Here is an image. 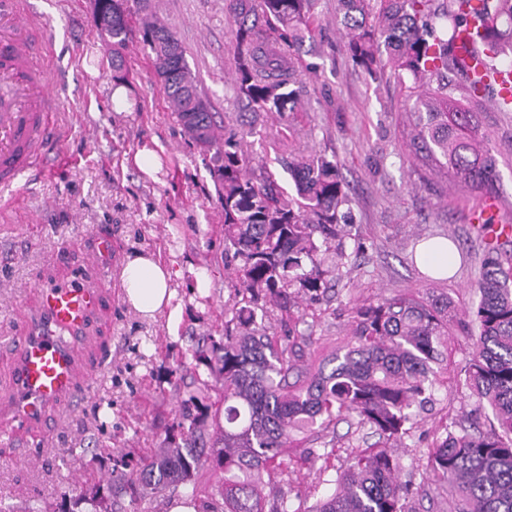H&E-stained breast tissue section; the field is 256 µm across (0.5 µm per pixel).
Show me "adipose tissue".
Returning <instances> with one entry per match:
<instances>
[{"mask_svg":"<svg viewBox=\"0 0 512 512\" xmlns=\"http://www.w3.org/2000/svg\"><path fill=\"white\" fill-rule=\"evenodd\" d=\"M173 275L170 266L142 255L129 260L121 273L128 301L146 316L154 315L168 304Z\"/></svg>","mask_w":512,"mask_h":512,"instance_id":"obj_1","label":"adipose tissue"}]
</instances>
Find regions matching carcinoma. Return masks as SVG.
I'll return each mask as SVG.
<instances>
[{
	"label": "carcinoma",
	"mask_w": 512,
	"mask_h": 512,
	"mask_svg": "<svg viewBox=\"0 0 512 512\" xmlns=\"http://www.w3.org/2000/svg\"><path fill=\"white\" fill-rule=\"evenodd\" d=\"M112 24V79L127 78L121 50L142 43L153 76L191 143L213 153L214 179L224 208V266L233 270L224 334L201 336L192 348L193 381L166 444L136 463L108 449L112 472L91 492L63 495L60 512H152L150 504L220 472L197 512H406L407 485L395 448H365L335 473L334 491L312 506L288 495V449L301 434H322L353 419L379 438L397 443L414 410L431 401L434 365L461 322L448 297L396 295L351 308V340L311 359L315 306L326 297V277L348 259V184L336 155L300 151L268 137L262 117L290 119L302 109L306 85L293 62L311 37L318 0H225L236 100L224 113V139L215 135L213 105L198 87L177 33L155 22L141 27L148 0H99ZM469 0H336V18L355 67L373 80L390 68L405 89L403 147L432 164L450 183L480 196L498 194V159L491 135L473 107L494 98L455 53L470 24ZM484 67L512 53V0H482ZM279 152L295 194L284 195L266 161L252 163L253 142ZM474 285L478 302L464 316L478 330L465 382L492 412L490 428L451 431L437 439L429 467L448 485V512H512V262L489 248ZM332 255V269L324 268ZM279 313L280 333L258 322ZM305 324L307 329L299 326ZM224 389V409L210 402Z\"/></svg>",
	"instance_id": "obj_1"
}]
</instances>
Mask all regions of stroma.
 Returning <instances> with one entry per match:
<instances>
[{"mask_svg": "<svg viewBox=\"0 0 512 512\" xmlns=\"http://www.w3.org/2000/svg\"><path fill=\"white\" fill-rule=\"evenodd\" d=\"M151 5L178 33L215 111H237L224 0ZM18 9L34 26L52 31L41 56L59 104L57 135L34 177L23 178L0 206V392L9 383L17 328L36 303L32 277L56 282L81 271L108 280L105 269L92 265L102 233L111 236L119 263L153 253L179 272L171 284L172 303L181 312L178 328L169 326L167 312L143 316L124 291H113L84 338L80 360L86 374L78 379L77 393L36 422L16 425L13 435L0 436V512L32 506L56 512L68 487L88 488L109 477L112 462L93 457L94 446L135 457L161 446L180 405L177 364L189 354L190 336L224 329L230 294L224 210L209 163L189 145L141 44L123 51L128 103L118 108L111 98L112 43L94 25L90 0H18ZM316 11L315 39L299 53L301 64L314 67L304 75V109L291 126L271 120L269 132L289 133L302 150L335 153L352 189L348 262L336 282L333 314L313 329L316 348L325 354L349 341L357 303L419 296L431 283L458 310H468L488 247L471 222L478 196L450 187L402 153L403 86L391 74L374 81L354 67L336 21V0H318ZM481 121L498 154L500 216L512 220V112L497 111L487 101ZM145 147L161 160L152 177L133 163ZM435 237L450 238L458 251L454 274L433 281L413 256L421 242ZM201 270L211 278L202 293L195 287ZM473 342V331L451 327L434 400L399 446L410 512L448 508L447 492L426 470L427 452L446 430H458L463 414L476 406L462 372ZM288 480L309 504L333 490L299 451L289 454Z\"/></svg>", "mask_w": 512, "mask_h": 512, "instance_id": "35a3bbf8", "label": "stroma"}]
</instances>
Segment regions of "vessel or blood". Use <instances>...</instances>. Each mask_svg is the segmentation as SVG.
Masks as SVG:
<instances>
[{
  "instance_id": "b4317fda",
  "label": "vessel or blood",
  "mask_w": 512,
  "mask_h": 512,
  "mask_svg": "<svg viewBox=\"0 0 512 512\" xmlns=\"http://www.w3.org/2000/svg\"><path fill=\"white\" fill-rule=\"evenodd\" d=\"M456 55L468 71L483 74L476 42L461 36ZM39 43L19 13L16 0H0V190L17 188L34 168L52 131L50 73L39 61ZM496 198H484L477 215L493 216L499 239L512 237V224L498 219ZM39 306L17 331L12 403L0 433L14 423L38 420L44 410L72 396L82 340L91 315L105 298L102 285L78 276L67 283L36 282Z\"/></svg>"
}]
</instances>
